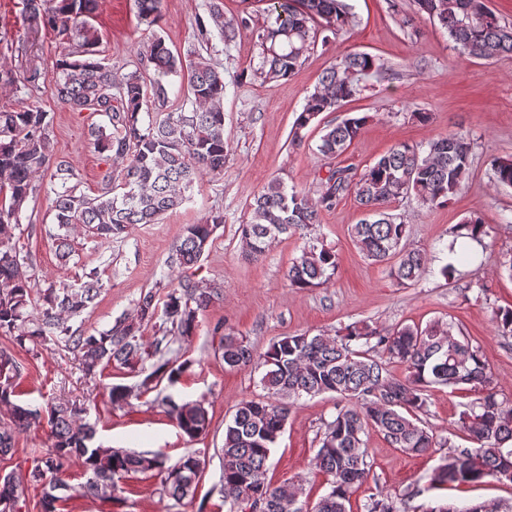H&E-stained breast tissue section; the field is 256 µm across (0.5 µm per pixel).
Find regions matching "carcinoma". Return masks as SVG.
<instances>
[{
  "label": "carcinoma",
  "mask_w": 512,
  "mask_h": 512,
  "mask_svg": "<svg viewBox=\"0 0 512 512\" xmlns=\"http://www.w3.org/2000/svg\"><path fill=\"white\" fill-rule=\"evenodd\" d=\"M27 0V25L22 37L39 28H51L65 39L67 50L52 77L58 99L74 112L88 111L108 118L110 128L92 129L98 152L122 159L119 174L95 196L79 189L77 174L65 160L56 163L46 193L52 199L56 224L62 229L79 226L99 238L121 239L138 224H156L166 213L189 199L202 173L224 174V67L199 52L183 61L167 47L163 37L151 34L142 66L118 73L98 58V29L90 22L97 0ZM263 25L252 32L261 48L256 73L267 83L289 77L315 43L312 24L323 21L329 35L353 26L355 15L348 0H265ZM164 0H136L140 23L151 30L161 19ZM417 12L448 33L460 55L492 59L512 55V26L501 23L487 0H414ZM210 25L200 24L196 40L208 46L213 37L229 43L248 29L247 19L224 17L209 5ZM387 63L366 52H349L324 72L320 86L305 100L292 125V141L300 143L305 130L323 112H333L363 89L366 78L381 75ZM186 79L182 105L148 124L142 110L153 102L168 101L166 78ZM40 73L6 71L0 80L22 84L34 93ZM367 116L347 113L326 126L317 145L319 153L334 158L347 150L363 132ZM49 114L31 104L17 111L0 112V330L24 347L41 344L46 336L77 357L83 375L94 379L109 367L127 368L143 379L133 385H112L108 398L123 408L160 386L173 387L192 366L172 344L192 342L199 315L219 295V288L203 280L181 278L162 305L151 291L140 295L136 313L121 318L99 334H75L62 317L87 309L100 294L97 273L79 283L40 291L23 271L28 256L13 243L14 230L37 191L36 181L53 159ZM476 143L457 132L431 140L427 146L400 144L380 156L362 173L347 167L330 168L319 178L317 198L296 188L288 189L274 178L254 196L250 218L241 225L246 256H262L281 235L303 233L319 223L321 209H329L351 195L365 218L351 234L365 258L389 265V275L402 286L417 283L429 269L426 254L406 249L408 224L392 213V203L414 198L422 207L448 202L469 175ZM498 186L512 188V156L493 163ZM224 223L221 212L201 224H188L170 263L188 271L208 249L213 233ZM490 226L473 214L457 225L448 245L453 253L460 238L480 244ZM334 250L314 243L305 246L288 271L289 285L298 290L328 283L336 274ZM497 330L512 336V307L494 311ZM156 330L153 341H143V331ZM454 324L435 321L424 327L397 325L380 329L364 322L346 327L335 337L322 333H293L279 337L268 349L256 353L242 338L223 327L219 349L231 369L263 371L264 394L239 401L224 423L223 477L219 494L226 512H304L302 484L276 486L268 479L273 449L285 430L291 405L304 396L334 393L341 400L336 415L325 424L314 460L328 477V489L313 512H347L353 489L370 472L368 448L362 435L369 428L381 433L394 448L407 455H424L435 448L453 447L422 420L428 412L429 392L442 386L453 391L474 388L476 398L459 418L471 447L440 459L429 475V485L478 484L487 478L512 483V405L499 399L492 374L480 347L465 336L453 334ZM398 364L406 373L392 371ZM21 375L20 362L0 348V407L9 420L0 422V459L15 451L16 434L31 427H47L51 444L42 449L24 472L0 475V512H16L30 490H40V512H62L74 496L105 502L120 500L123 484L141 474L159 479L161 498L180 504L196 498L205 470L197 452L166 465L163 457L93 443L96 429L84 417L81 404L55 400L44 405L15 402ZM164 412L180 432L195 441L206 435L212 418L200 402L177 401L171 394L159 397ZM87 476L74 487L66 478L72 463ZM365 512H404L402 502L391 497L364 505Z\"/></svg>",
  "instance_id": "1"
}]
</instances>
